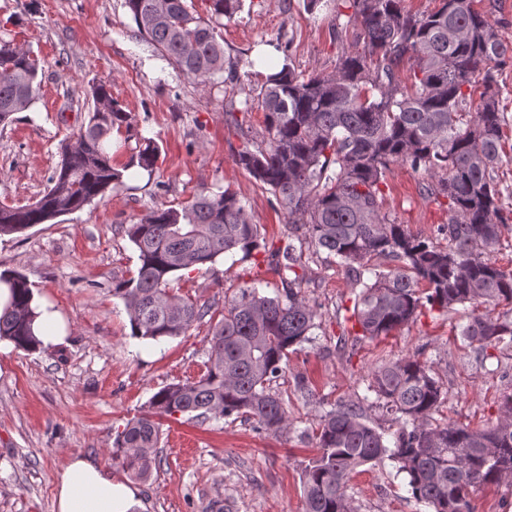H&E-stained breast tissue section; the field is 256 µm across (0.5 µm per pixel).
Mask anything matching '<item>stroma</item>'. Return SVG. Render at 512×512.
Returning <instances> with one entry per match:
<instances>
[{
	"mask_svg": "<svg viewBox=\"0 0 512 512\" xmlns=\"http://www.w3.org/2000/svg\"><path fill=\"white\" fill-rule=\"evenodd\" d=\"M12 22L17 43L42 70L35 103L0 125V205L23 206L41 195L60 162V144L88 116L89 87L102 82L131 112V130L112 133V160L123 184L104 200L0 238V272L27 275L37 296L62 317L59 344L33 352H0V512H54V494L72 455L109 468L113 442L130 419L166 384L204 371L210 320L186 335L148 343L131 334L116 281L135 270L137 254L123 232L156 203L179 206L200 187L228 188L248 202L267 240L286 239L287 218L271 193L233 160L240 140L224 124V106L244 99L224 84L207 87L178 74L136 32L123 0H0V23ZM357 29L334 39L328 7L307 11L303 0H248L222 30L224 50L254 60L255 69L291 58L305 73H329ZM508 139L496 176L512 184V62L496 72ZM154 138L161 156L154 172L127 168L130 136ZM384 209L412 232L443 244V202L422 191L423 175L391 164ZM303 292L321 314L315 341L290 353L273 388L292 422L273 436L243 419L160 421L159 465L133 482L140 512H303L301 473L314 451L309 438L320 415L342 401L361 403L374 426L391 418L367 399L377 365L412 356L443 386L438 419L478 426L496 421L498 401L512 392V351L480 359L464 346L460 315L420 318L391 336L351 342L341 306L355 290L326 253L305 251ZM267 294L280 289L274 266L217 261L170 278L177 294L222 309L224 299L252 280ZM358 512H426L393 463L364 467L348 489Z\"/></svg>",
	"mask_w": 512,
	"mask_h": 512,
	"instance_id": "1",
	"label": "stroma"
}]
</instances>
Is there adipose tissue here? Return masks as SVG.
Returning a JSON list of instances; mask_svg holds the SVG:
<instances>
[{"label":"adipose tissue","mask_w":512,"mask_h":512,"mask_svg":"<svg viewBox=\"0 0 512 512\" xmlns=\"http://www.w3.org/2000/svg\"><path fill=\"white\" fill-rule=\"evenodd\" d=\"M134 490L113 481L100 465L80 455L73 456L56 489L55 512H137Z\"/></svg>","instance_id":"ef3b65f1"}]
</instances>
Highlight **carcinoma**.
<instances>
[{
  "instance_id": "carcinoma-1",
  "label": "carcinoma",
  "mask_w": 512,
  "mask_h": 512,
  "mask_svg": "<svg viewBox=\"0 0 512 512\" xmlns=\"http://www.w3.org/2000/svg\"><path fill=\"white\" fill-rule=\"evenodd\" d=\"M335 19L360 28L351 51L327 74L305 75L285 61L264 75L241 107L224 110V124L242 140L235 164L275 197L288 215V243L262 236L233 190L202 188L180 207L155 205L124 227L137 253L135 271L112 288L130 319L132 336L149 342L182 336L211 313L171 293L175 272L198 270L227 256L262 254L275 260L282 290L270 296L257 281L224 301L208 343L205 372L167 384L148 410L127 422L113 443L112 462L138 479L157 463V419L175 415L252 420L267 434L291 430L279 393L272 390L288 354L312 342L320 313L302 294L304 249L337 259L360 288L344 321L354 340L388 336L425 311L445 315L470 306L460 336L484 354L512 348V270L491 254L504 232L503 190L493 177L501 161L504 112L492 91V69L512 61L502 38L474 0H438L427 14L403 0H328ZM138 34L181 74L201 85L223 77L241 85L253 62L225 54L219 28L243 10L244 0H208L201 16L188 0H124ZM411 62V84L399 67ZM41 81L39 64L14 39L0 36V124L30 108ZM479 101H474V95ZM88 122L60 148L61 160L45 192L23 207L0 206V236L83 209L123 183L110 152L113 129H131V113L107 85L90 87ZM264 112L265 134L243 117ZM160 147L141 137L127 167L149 173ZM392 163L427 176V194L447 200L448 223L436 245L383 212L386 171ZM11 303L0 314V340L33 351L38 317L35 293L22 273L5 275ZM503 305L507 310L492 315ZM484 306L487 312L476 313ZM368 389L393 416L391 437L372 426L358 403L321 415L315 453L302 472L304 512H357L347 494L352 476L390 461L412 497L430 512H475L482 486L512 482V393L500 398L497 422L480 428L434 419L443 388L419 360L405 357L375 367Z\"/></svg>"
}]
</instances>
